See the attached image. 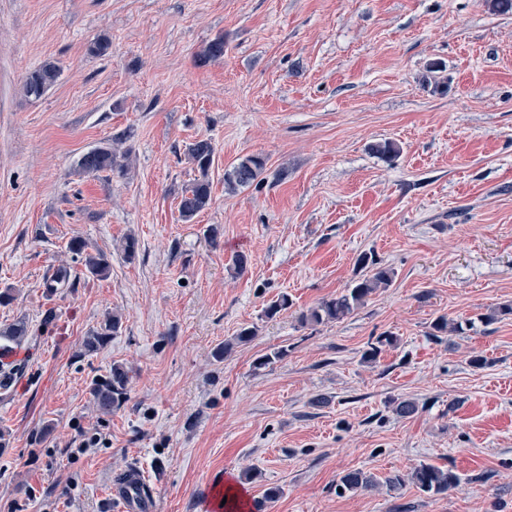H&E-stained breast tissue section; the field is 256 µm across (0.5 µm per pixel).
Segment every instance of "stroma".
Here are the masks:
<instances>
[{"mask_svg":"<svg viewBox=\"0 0 512 512\" xmlns=\"http://www.w3.org/2000/svg\"><path fill=\"white\" fill-rule=\"evenodd\" d=\"M99 36L103 56L88 51ZM219 37L223 57L199 65ZM47 61L57 83L25 97ZM115 137L126 171L79 168ZM202 138L211 202L186 223V150ZM385 140L395 162L371 150ZM250 155L264 180L228 190L225 171ZM75 237L106 253L108 277L73 257ZM365 252L392 286L342 321L302 324ZM61 267L69 282L47 295ZM4 288L0 328L22 320L31 335L0 389V512H122L108 491L131 468L149 512H206L219 482L263 512H512V315L483 320L512 305V13L491 0H0ZM284 293L291 307L266 318ZM114 313L121 328L84 353ZM441 316L462 331L432 338ZM383 334L394 344L362 363ZM116 363L129 399L105 414L89 386ZM392 398L418 413L396 417ZM422 463L459 486H389ZM355 469L377 487L338 491Z\"/></svg>","mask_w":512,"mask_h":512,"instance_id":"1","label":"stroma"}]
</instances>
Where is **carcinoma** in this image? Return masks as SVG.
Instances as JSON below:
<instances>
[{
	"mask_svg": "<svg viewBox=\"0 0 512 512\" xmlns=\"http://www.w3.org/2000/svg\"><path fill=\"white\" fill-rule=\"evenodd\" d=\"M60 76V68L53 62H46L31 72L22 85V92L26 97L38 98L53 86ZM215 148L209 139H201L188 148V160L195 166L199 177L186 188L181 195L178 210L183 221H191L198 213L206 209L211 202V185L208 178ZM117 153L112 145L97 146L85 153L79 160V168L87 173H101L114 171ZM265 172V162L259 156H250L232 170L224 173V184L230 190L252 185ZM69 251L81 258L88 273L105 278L109 275L111 265L108 256L100 251H90L89 244L81 238H73L68 244ZM357 266L364 274L353 280L352 283L339 295L321 301L317 306L310 308L301 317L304 324H322L339 322L351 315L355 310L364 306L369 296L379 290L389 288L394 280L395 272L392 268L382 265L375 256L362 254L357 259ZM121 327V316L114 314L105 319L99 328L91 331L83 340V349L87 353H94L101 349L107 340ZM30 330L23 321L11 324L0 330V337L11 342L24 340L29 336ZM257 335L255 326L242 328L231 341L215 352V357L224 359L231 352L234 344L246 343ZM129 372L120 365H112V371L106 377L96 378L90 386V393L99 410L110 413L120 407L128 398ZM395 415L408 418L418 412V405L410 399H393L389 402ZM410 481L417 489L426 494H441L456 488L460 478L448 469L422 463L415 467L407 477L397 475L389 479L393 487ZM375 486L372 475L362 470H351L343 473L336 481V488L344 491H365Z\"/></svg>",
	"mask_w": 512,
	"mask_h": 512,
	"instance_id": "1",
	"label": "carcinoma"
}]
</instances>
